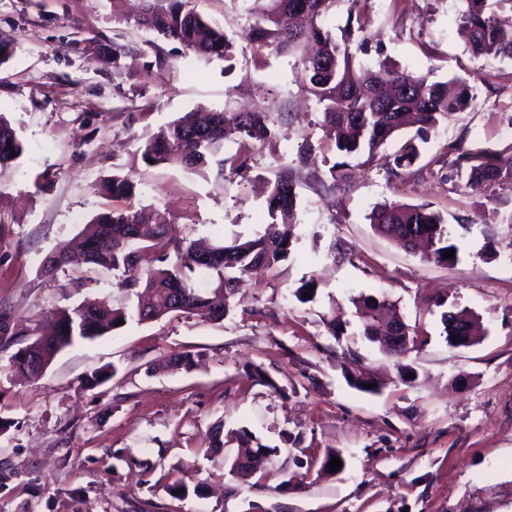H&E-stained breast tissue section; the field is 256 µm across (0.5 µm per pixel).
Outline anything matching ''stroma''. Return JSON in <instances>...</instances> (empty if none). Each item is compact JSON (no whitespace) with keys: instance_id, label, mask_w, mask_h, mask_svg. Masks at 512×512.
<instances>
[{"instance_id":"obj_1","label":"stroma","mask_w":512,"mask_h":512,"mask_svg":"<svg viewBox=\"0 0 512 512\" xmlns=\"http://www.w3.org/2000/svg\"><path fill=\"white\" fill-rule=\"evenodd\" d=\"M192 4L232 38L233 72L138 26L142 0H0V39L14 47L0 114L24 145L0 172V312L24 329L75 302L123 301L110 271L42 269L103 209H141L177 239L215 241L263 233L280 174L298 194L288 259L247 279L223 321L131 322L62 351L36 382L6 376L26 337L0 345V418L12 422L0 435V470L12 474L0 512H512V181L476 192L447 177L458 152L512 153V58L466 48L464 0H369L358 64L467 79L475 99L430 132L405 181L365 165L326 192L313 180L329 165L303 50L266 48L255 67L245 33L263 0ZM197 109L261 110L281 136L256 145L244 174L147 165L146 138ZM115 174L134 182L132 198L98 193ZM384 202L440 212L457 261L424 262L376 232L367 216ZM309 279L317 294L303 303ZM359 295L395 302L425 344L397 362L357 327L331 336L326 317ZM439 297L479 316L478 344L446 343ZM173 350L199 365L157 370ZM406 366L415 384L402 381ZM103 367L112 379L85 387ZM348 369L377 392L349 385ZM219 425L272 448L265 474L229 480L237 444L211 449ZM332 451L343 468L308 470V457ZM175 470L193 488L182 498L167 490Z\"/></svg>"}]
</instances>
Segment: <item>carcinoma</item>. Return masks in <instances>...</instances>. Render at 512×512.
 <instances>
[{"instance_id": "obj_1", "label": "carcinoma", "mask_w": 512, "mask_h": 512, "mask_svg": "<svg viewBox=\"0 0 512 512\" xmlns=\"http://www.w3.org/2000/svg\"><path fill=\"white\" fill-rule=\"evenodd\" d=\"M268 12L252 24L245 39L256 52L271 44L293 50L305 42L320 45L317 55L302 60L305 89L321 106L320 125L327 147L345 157L363 154L371 159L409 117L418 125L416 137L408 139L395 153L388 169L394 177L404 176L418 157L415 139L446 121L448 116L463 112L474 99L466 80L448 83L430 79L384 64L379 68L357 67L349 45L351 35L364 33L369 24L368 0H349L350 8L344 39L331 34L322 20L338 0H268ZM191 0H155L147 5L140 25L164 39L177 41L204 56L232 58V41L224 29L190 7ZM458 34L476 56L512 55V25H504L489 0H466L458 25ZM233 126L239 133V148L220 155L224 129ZM279 129L268 114L258 111L210 112L201 121L189 112L167 124L145 141L142 158L155 165L173 164L185 170L203 173L211 160L220 171L240 174L251 168L255 144L277 139ZM24 146L6 118L0 115V167L18 160ZM349 163L337 162L329 169L330 178L317 179L326 190L349 179ZM468 171L467 185L484 189L505 178L512 180V154L507 157L484 156L460 152L448 163V178H459ZM101 192L114 198H127L134 192L125 176L114 175L101 185ZM297 193L291 176L280 175L268 196L272 222L263 235L199 248L192 242L167 237L163 224H145L132 207L100 212L89 225L81 244L82 262L121 274L120 284L126 293L122 307L114 308L106 300L94 305L77 304L53 312V330L49 335L41 328L31 332L32 341L24 347L27 355L16 351L8 359L9 369L32 381L40 379L43 365L77 342L94 341L119 328L117 321L149 323L169 315L197 317L204 321H221L233 310V300L248 273L255 267H273L286 260L292 244ZM369 221L381 233L406 251L426 241L431 250L424 260L450 264L453 258L442 253L455 248L449 242L444 220L425 205L384 203L373 209ZM152 252L157 267L140 266L142 254ZM58 257H46L43 270L53 274L71 262L67 247L57 250ZM355 316L362 335L385 336L391 326L402 320L396 305L389 300L354 297ZM445 339L456 346L452 335L459 333L475 343L481 335L480 324L473 315L461 310L441 313ZM194 355L172 352L159 363L161 370H189ZM238 443L235 459L228 463V473L237 469V461H248L247 469L258 471L268 463L262 447H252L245 430L230 432Z\"/></svg>"}]
</instances>
